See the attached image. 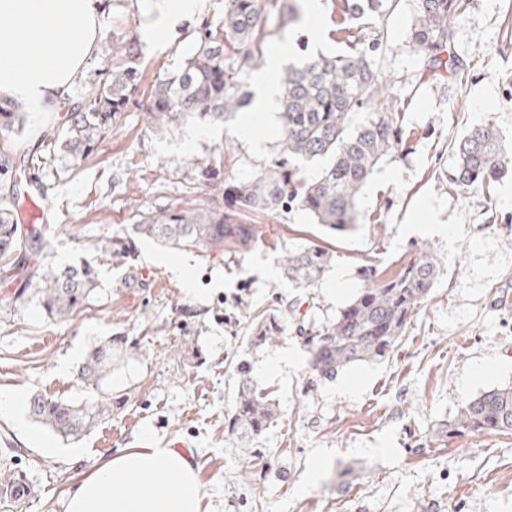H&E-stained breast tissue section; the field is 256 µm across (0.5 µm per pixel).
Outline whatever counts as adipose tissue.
<instances>
[{"label":"adipose tissue","mask_w":512,"mask_h":512,"mask_svg":"<svg viewBox=\"0 0 512 512\" xmlns=\"http://www.w3.org/2000/svg\"><path fill=\"white\" fill-rule=\"evenodd\" d=\"M206 0H139L147 35L162 41L202 13ZM103 0H0V96L56 112L65 105L99 38ZM295 48L285 36L253 79L254 123L271 124L279 110L275 75ZM65 512H203L193 461L169 446L124 448L82 473L69 488Z\"/></svg>","instance_id":"ef3b65f1"}]
</instances>
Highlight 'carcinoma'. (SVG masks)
Here are the masks:
<instances>
[{
  "instance_id": "carcinoma-1",
  "label": "carcinoma",
  "mask_w": 512,
  "mask_h": 512,
  "mask_svg": "<svg viewBox=\"0 0 512 512\" xmlns=\"http://www.w3.org/2000/svg\"><path fill=\"white\" fill-rule=\"evenodd\" d=\"M343 21L383 20L400 0H341ZM463 0H417V10L407 31L420 74L439 78L460 77L470 67L455 50L452 20ZM268 12L262 0H227L219 31H206L185 67L171 79L158 82L146 104L147 121L167 129L194 117L222 122L250 105L241 90L239 73L260 65L266 42ZM384 36L374 26L368 45L349 53L309 58L280 75L282 161L246 182L224 180L218 167H199V177L212 192L202 207L192 211L139 212L133 234L152 238L176 249L198 248L206 253H241L249 250L257 230L241 223L246 211L278 213L293 206L308 212L325 229L343 231L358 223V197L374 169L397 153H409L403 128L404 113L388 91L378 69L376 52ZM129 58L110 77L93 83L77 109L68 113L63 132L66 156L77 162L89 156L139 89L133 57L135 45L112 47ZM24 112L14 101L0 97V133L22 129ZM509 147L498 128L486 123L472 128L460 141L449 180L463 187L490 191L505 172ZM47 156L29 151L15 159L0 156V258L9 259L45 247L39 225L20 223L17 210L21 188L19 166H39ZM323 160L326 167L312 180L300 178L299 165ZM131 238L115 235L101 252L117 267L126 266ZM336 260V252L316 243L288 252L283 276L303 289L280 304L276 314L253 318L249 344L270 345L284 332L287 320L296 322L309 353L311 370L320 378L336 375L362 362L387 359L398 347L412 315L429 298L441 273L442 261L426 253L405 264L392 277H382L366 266L359 276L364 287L326 324L308 333L303 325L310 304L304 291L318 287ZM36 296L51 319L65 320L82 308L98 284L96 264L84 260L58 267L43 264L33 273ZM130 343L112 336L88 354L79 370L80 380L93 397L83 403L42 394L28 399L33 419L62 438L78 439L97 427L112 403L105 384L112 363L126 354ZM237 385L228 430L241 439L262 434L277 415L273 391L257 386L245 360L236 363ZM512 433V386L494 388L466 402L460 413L443 423L438 434Z\"/></svg>"
}]
</instances>
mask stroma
Here are the masks:
<instances>
[{
	"instance_id": "35a3bbf8",
	"label": "stroma",
	"mask_w": 512,
	"mask_h": 512,
	"mask_svg": "<svg viewBox=\"0 0 512 512\" xmlns=\"http://www.w3.org/2000/svg\"><path fill=\"white\" fill-rule=\"evenodd\" d=\"M289 2L298 16L270 21L265 56L290 31L296 58L343 51L334 0H323L316 28L305 23V0ZM416 7L417 0H400L385 22L378 58L407 103L413 147L376 168L358 200L359 224L330 237L301 210L249 213L244 221L257 235L241 254L138 239L131 263L143 271L146 287L116 290L119 269L100 264L94 297L66 321L49 320L32 300L0 306V396L22 399L15 410L0 409V474L20 473L34 483L40 498L32 512H64V493L77 473L120 449L152 443L177 445L193 459L203 512H512V434L435 435L466 399L512 386V309L497 300L498 283L512 280V171L487 194L441 178L473 126L494 123L512 141V0H466L453 24L456 50L470 68L453 86L431 77L412 82L416 64L406 34ZM223 19L224 0H209L202 17L157 48L143 40L146 20L136 0H109L100 48L70 100L79 102L91 82L104 80V67L118 68L119 58H104L102 49L121 40L143 52L138 98L78 164L59 157L46 168L19 171V180L35 176L46 187L37 203L46 217L47 253L30 255L29 268L95 256L104 240L130 232L138 212L196 208L205 190L195 163L222 164L226 178L245 182L279 161L278 130L256 124L242 135L241 112L222 123L196 118L161 132L146 120L142 100L157 82L177 75L205 31ZM65 125V112H26L22 132L0 136V151L19 155ZM196 128L208 137L189 141ZM428 224L450 232L427 233ZM310 242L335 250V267L346 277L343 292H335L329 274L312 289L308 316L317 324L334 319L361 288L360 266L391 277L424 253L441 259L443 273L388 360L323 382L310 370L294 325L271 345H249L251 318L295 293L283 277L268 278L266 268L280 267L286 252ZM170 258L189 262L191 286L170 272ZM110 336L134 344L114 364L112 389L121 404L75 440L36 423L25 404L32 394L90 399L77 369ZM286 351L293 364L273 365ZM243 359L279 405L277 421L249 447L225 428L235 365ZM314 463L319 469L309 486Z\"/></svg>"
}]
</instances>
